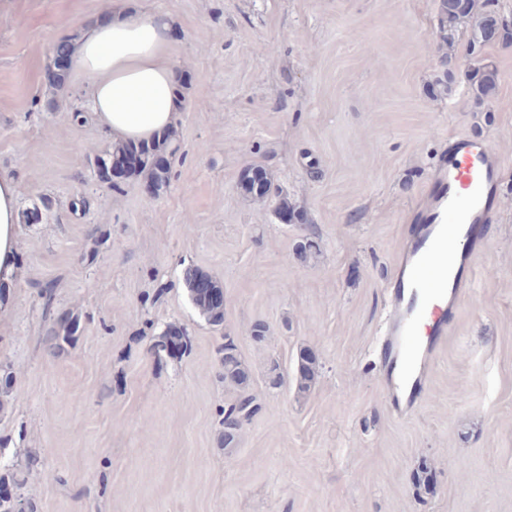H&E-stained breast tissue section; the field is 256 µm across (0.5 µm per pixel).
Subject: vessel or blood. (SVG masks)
Returning <instances> with one entry per match:
<instances>
[{
	"mask_svg": "<svg viewBox=\"0 0 512 512\" xmlns=\"http://www.w3.org/2000/svg\"><path fill=\"white\" fill-rule=\"evenodd\" d=\"M501 188L494 151L466 136L449 138L414 209L390 286L381 365L399 414H409L428 386L427 365L471 285L472 256L484 245Z\"/></svg>",
	"mask_w": 512,
	"mask_h": 512,
	"instance_id": "b4317fda",
	"label": "vessel or blood"
}]
</instances>
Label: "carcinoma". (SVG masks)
I'll list each match as a JSON object with an SVG mask.
<instances>
[{"mask_svg":"<svg viewBox=\"0 0 512 512\" xmlns=\"http://www.w3.org/2000/svg\"><path fill=\"white\" fill-rule=\"evenodd\" d=\"M471 22L468 34L470 52L481 50L486 44L498 41L504 45L512 44V24H508L492 10H478L476 0H468L461 7L455 0H440V29L443 39L452 42L458 32V25ZM497 71L490 64H478L472 78V91L475 99L480 101L496 88ZM178 147L169 142V136L155 140L149 144L134 146L125 144L107 153V157L95 158L99 175H106L111 162L124 158L131 153L138 156V162L128 170L134 175H145L156 191L168 186L170 166L168 157L174 155ZM240 185L243 192L255 199L263 201L270 193L271 181L267 171L259 165H249L242 170ZM206 280L212 287L221 290L207 274L194 269H188L184 275L185 287L190 299L199 312L214 326L224 323V308L215 304L209 297L200 293L198 284ZM77 330V323L58 322L50 330V338L58 347L69 344ZM191 348V338L187 331H174L172 334L159 336L151 344L149 351L157 359L164 356L181 357ZM220 364L223 369L224 386L237 391L235 400L219 409L224 428V449L229 450L236 445L244 426L252 419L258 410L253 396L248 393L250 372L241 358L231 337H224V347L221 349ZM318 374V363L313 354L304 350L298 356L297 389L301 393L309 391Z\"/></svg>","mask_w":512,"mask_h":512,"instance_id":"cac0c4a2","label":"carcinoma"}]
</instances>
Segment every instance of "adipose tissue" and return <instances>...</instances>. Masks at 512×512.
Segmentation results:
<instances>
[{
	"label": "adipose tissue",
	"instance_id": "1",
	"mask_svg": "<svg viewBox=\"0 0 512 512\" xmlns=\"http://www.w3.org/2000/svg\"><path fill=\"white\" fill-rule=\"evenodd\" d=\"M170 22L162 15L114 10L84 23L70 56V78L114 144L170 133L184 99L170 59ZM18 183L0 171V281L19 278Z\"/></svg>",
	"mask_w": 512,
	"mask_h": 512
}]
</instances>
